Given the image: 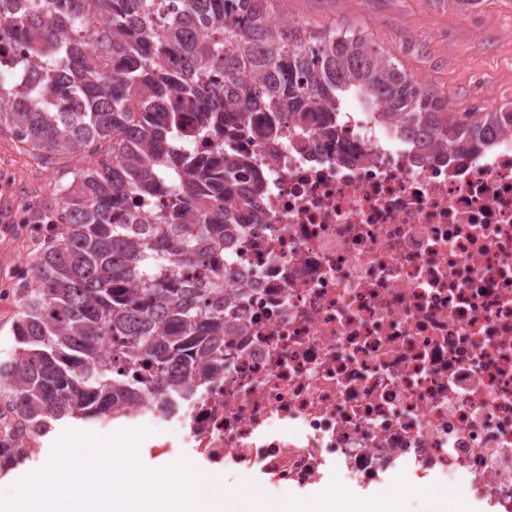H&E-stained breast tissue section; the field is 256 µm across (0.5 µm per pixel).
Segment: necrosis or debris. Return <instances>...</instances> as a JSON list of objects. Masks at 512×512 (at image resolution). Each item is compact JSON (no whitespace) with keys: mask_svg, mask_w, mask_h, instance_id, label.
Listing matches in <instances>:
<instances>
[{"mask_svg":"<svg viewBox=\"0 0 512 512\" xmlns=\"http://www.w3.org/2000/svg\"><path fill=\"white\" fill-rule=\"evenodd\" d=\"M338 138H244L257 203L224 201L223 249L187 278L224 282V369L176 409L152 394L154 453L191 448L241 492L399 485L512 512V130L450 165L345 95ZM41 429L0 403V446Z\"/></svg>","mask_w":512,"mask_h":512,"instance_id":"1","label":"necrosis or debris"}]
</instances>
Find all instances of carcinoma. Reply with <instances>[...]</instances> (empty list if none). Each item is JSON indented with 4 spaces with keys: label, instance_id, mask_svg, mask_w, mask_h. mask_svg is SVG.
Instances as JSON below:
<instances>
[{
    "label": "carcinoma",
    "instance_id": "1",
    "mask_svg": "<svg viewBox=\"0 0 512 512\" xmlns=\"http://www.w3.org/2000/svg\"><path fill=\"white\" fill-rule=\"evenodd\" d=\"M14 29L28 55L0 67V91L16 100L0 107V137L56 166L58 180L0 380L23 423L44 429L98 423L138 404L146 385L176 407L223 369V284L185 280L157 254L194 270L224 245L226 187L261 191L236 148L245 132L275 139L288 112L300 144L311 122L329 140L352 86L450 158L512 129V110L451 114L391 53L354 32L278 19L271 0H0V36ZM207 137L222 141L220 154L194 150ZM78 154L87 165H61ZM164 191L166 209L152 210ZM130 350L138 371L123 365ZM25 453L5 448L0 463L21 465Z\"/></svg>",
    "mask_w": 512,
    "mask_h": 512
}]
</instances>
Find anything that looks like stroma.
I'll list each match as a JSON object with an SVG mask.
<instances>
[{
    "label": "stroma",
    "instance_id": "stroma-1",
    "mask_svg": "<svg viewBox=\"0 0 512 512\" xmlns=\"http://www.w3.org/2000/svg\"><path fill=\"white\" fill-rule=\"evenodd\" d=\"M278 15L313 28L361 33L390 51L401 69L423 77L455 112L512 105V0H274ZM0 359L16 342L11 329L23 309L22 265L37 254L34 233L13 230L28 197L54 198L56 175L11 141L0 139Z\"/></svg>",
    "mask_w": 512,
    "mask_h": 512
}]
</instances>
